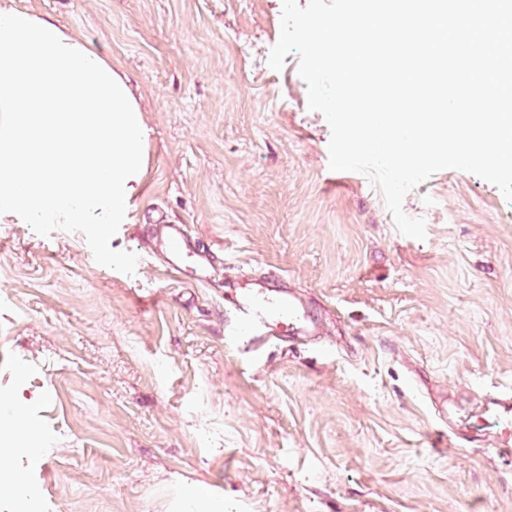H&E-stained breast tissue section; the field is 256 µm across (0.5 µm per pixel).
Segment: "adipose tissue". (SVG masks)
I'll return each instance as SVG.
<instances>
[{
	"label": "adipose tissue",
	"mask_w": 512,
	"mask_h": 512,
	"mask_svg": "<svg viewBox=\"0 0 512 512\" xmlns=\"http://www.w3.org/2000/svg\"><path fill=\"white\" fill-rule=\"evenodd\" d=\"M146 127L127 77L50 17L0 0V217L28 224L127 221ZM0 475L15 503L16 456L38 457L19 414L0 417Z\"/></svg>",
	"instance_id": "ef3b65f1"
}]
</instances>
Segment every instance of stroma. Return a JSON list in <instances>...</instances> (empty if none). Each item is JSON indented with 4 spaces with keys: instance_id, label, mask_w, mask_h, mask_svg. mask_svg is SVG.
Returning a JSON list of instances; mask_svg holds the SVG:
<instances>
[{
    "instance_id": "obj_1",
    "label": "stroma",
    "mask_w": 512,
    "mask_h": 512,
    "mask_svg": "<svg viewBox=\"0 0 512 512\" xmlns=\"http://www.w3.org/2000/svg\"><path fill=\"white\" fill-rule=\"evenodd\" d=\"M131 78L148 137L131 223H0V397L42 453L30 512H512L482 417L512 386V202L446 169L403 210L329 167L298 58L268 65L282 0H17ZM165 224L216 259L163 262ZM141 264L131 267V256ZM286 281L314 341L224 334V284ZM203 504H208L211 506L212 510H207L209 512H227L224 501H216L210 497L202 496L199 492H193L189 494L186 498L180 501L176 506V511L179 512H200L199 507Z\"/></svg>"
}]
</instances>
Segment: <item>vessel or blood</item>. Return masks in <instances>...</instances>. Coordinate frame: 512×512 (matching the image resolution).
<instances>
[{"instance_id":"b4317fda","label":"vessel or blood","mask_w":512,"mask_h":512,"mask_svg":"<svg viewBox=\"0 0 512 512\" xmlns=\"http://www.w3.org/2000/svg\"><path fill=\"white\" fill-rule=\"evenodd\" d=\"M164 230L169 245L167 267L173 273H184L187 258L194 255L192 242L184 225L168 224ZM224 316L230 335L243 337L248 346L257 349L272 341L287 348L302 345L315 333L287 289L265 287L260 279L235 289ZM485 415L499 425L501 447L512 446V392L493 399Z\"/></svg>"}]
</instances>
